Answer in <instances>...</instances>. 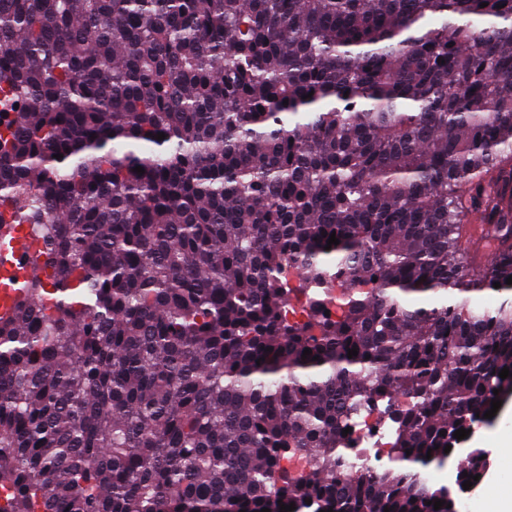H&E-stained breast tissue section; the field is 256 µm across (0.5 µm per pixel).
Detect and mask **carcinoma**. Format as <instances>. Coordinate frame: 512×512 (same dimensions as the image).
Returning <instances> with one entry per match:
<instances>
[{
  "label": "carcinoma",
  "instance_id": "1",
  "mask_svg": "<svg viewBox=\"0 0 512 512\" xmlns=\"http://www.w3.org/2000/svg\"><path fill=\"white\" fill-rule=\"evenodd\" d=\"M17 227L0 512H459L482 452L427 471L512 391V299L459 298L512 293V0H0ZM373 419L366 422L364 425L359 427L356 431V437L358 440V447H373L368 448L372 455L381 456L384 453V450H386V443L391 441L389 435L387 434L386 437L382 440L384 435L379 434V428L375 426V424L372 422ZM373 430H376V433H373ZM382 443L385 444V447L378 448ZM375 447V448H374Z\"/></svg>",
  "mask_w": 512,
  "mask_h": 512
}]
</instances>
